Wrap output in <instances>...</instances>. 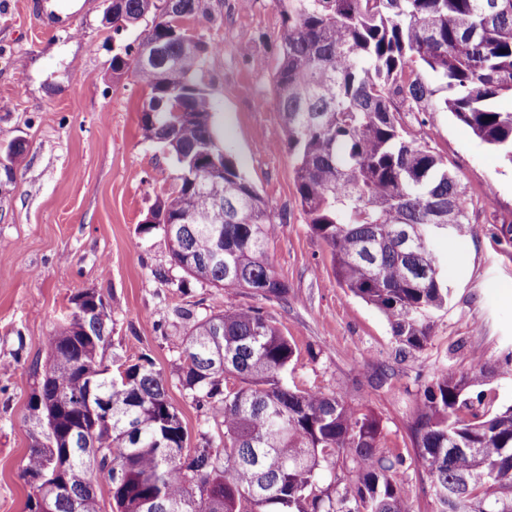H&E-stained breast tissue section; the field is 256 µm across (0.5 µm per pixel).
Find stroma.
<instances>
[{"mask_svg": "<svg viewBox=\"0 0 512 512\" xmlns=\"http://www.w3.org/2000/svg\"><path fill=\"white\" fill-rule=\"evenodd\" d=\"M207 6L211 19L197 31L214 50L198 79L215 103L223 147L276 216L269 258L288 285L280 299L184 282L163 232H144L153 203L177 187L181 170L144 135L142 86L129 75L99 79L112 59L102 0H49V9L74 16L68 29L39 25L26 0H0V149L16 140L26 147L14 181L0 171V512H25L33 371L71 298L86 289L110 307L108 355L153 358L192 447L219 439L223 427L183 393L174 340L191 316L219 305L262 308L295 348L289 385L342 391L381 419L385 446L407 456L421 386L440 369L467 373L476 356L497 366L512 350V163L451 113L406 115L413 135L458 175L478 231L435 239L448 304L433 317L431 339L402 350L386 317L341 288L300 206L273 92L279 7ZM255 58L264 66H252Z\"/></svg>", "mask_w": 512, "mask_h": 512, "instance_id": "35a3bbf8", "label": "stroma"}]
</instances>
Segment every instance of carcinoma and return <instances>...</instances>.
<instances>
[{"label": "carcinoma", "instance_id": "obj_1", "mask_svg": "<svg viewBox=\"0 0 512 512\" xmlns=\"http://www.w3.org/2000/svg\"><path fill=\"white\" fill-rule=\"evenodd\" d=\"M275 3L274 99L307 224L329 247L341 287L381 311L401 347L420 348L448 303L432 241L463 232L469 218L457 175L401 113L449 112L512 163V109L498 106L512 98V0ZM207 19L204 0H121L112 33H140L112 55L103 80L130 72L147 90L142 129L180 168L202 149L224 159V183L180 181L145 229L163 231L174 265L196 282L278 299L287 284L268 255L272 208L223 152L197 81L214 47L173 32ZM155 40L167 59L146 61ZM110 323L72 312L48 338L37 384L45 402L33 394L28 403L39 432L22 476L42 482L27 512H102L88 479L95 450L109 463L116 512H412L411 468L429 477L435 512H512V406L463 394L486 378L479 359L470 376L440 371L420 392L408 459L340 393L283 381L295 350L261 309L222 308L176 341L180 386L224 423L218 444L190 450L153 360L106 362Z\"/></svg>", "mask_w": 512, "mask_h": 512}]
</instances>
